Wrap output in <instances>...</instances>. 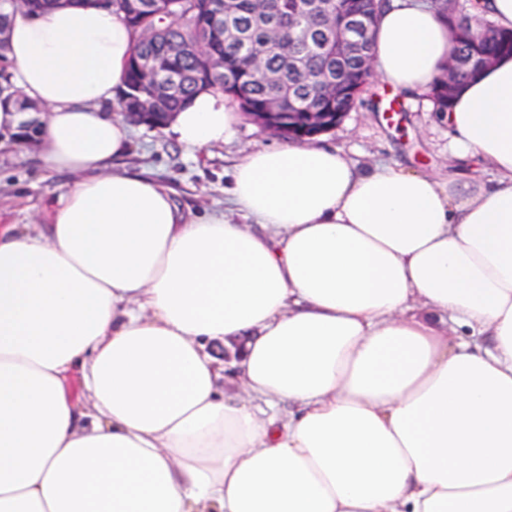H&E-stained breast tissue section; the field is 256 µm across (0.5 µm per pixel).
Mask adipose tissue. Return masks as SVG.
Masks as SVG:
<instances>
[{"instance_id": "obj_1", "label": "adipose tissue", "mask_w": 512, "mask_h": 512, "mask_svg": "<svg viewBox=\"0 0 512 512\" xmlns=\"http://www.w3.org/2000/svg\"><path fill=\"white\" fill-rule=\"evenodd\" d=\"M7 16L39 159L71 185L0 224V512H512V55L438 120L447 180L289 142L185 217L110 163L135 35L89 4ZM381 80L450 57L426 0H389ZM199 92L186 149L232 139Z\"/></svg>"}]
</instances>
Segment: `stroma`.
Here are the masks:
<instances>
[{
  "instance_id": "obj_1",
  "label": "stroma",
  "mask_w": 512,
  "mask_h": 512,
  "mask_svg": "<svg viewBox=\"0 0 512 512\" xmlns=\"http://www.w3.org/2000/svg\"><path fill=\"white\" fill-rule=\"evenodd\" d=\"M388 94L381 81H374L355 108L326 132L327 142L361 161L396 162L447 178V128L433 114L408 104L401 106L396 119L385 120ZM133 139L121 165L171 189L181 208L193 214L223 208L227 171L247 152L279 142L247 119L231 141L194 152L162 129L134 127ZM67 183V176L41 164L34 149L1 144L0 224L40 223L46 205Z\"/></svg>"
}]
</instances>
